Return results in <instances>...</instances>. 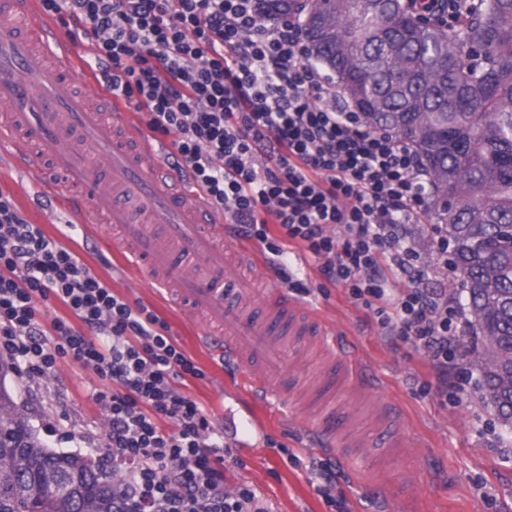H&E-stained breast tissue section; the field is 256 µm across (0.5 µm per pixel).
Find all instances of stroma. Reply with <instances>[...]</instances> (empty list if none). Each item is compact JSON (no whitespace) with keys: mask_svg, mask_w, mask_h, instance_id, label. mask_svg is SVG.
Segmentation results:
<instances>
[{"mask_svg":"<svg viewBox=\"0 0 512 512\" xmlns=\"http://www.w3.org/2000/svg\"><path fill=\"white\" fill-rule=\"evenodd\" d=\"M0 193L10 196L23 217L40 225L62 246L73 250L92 273L103 279L119 296L153 312L165 322L177 344L203 371L200 379H189L187 393L223 420L228 403L225 392L234 381L222 362L196 340L197 328L184 320L150 285L131 292L127 283L134 269L103 242L111 238L107 224L67 232L68 217L57 202L42 200L34 171L0 158ZM305 274L317 289L301 301L321 316L341 322L346 330L339 347L342 354L361 359L369 377L392 399L398 423L388 431L421 444L420 457L396 453L384 460L378 480L368 475L352 479L338 470L336 490L345 497V512H382L386 490L407 471H417L428 488L427 512H512V431L504 429L494 411L480 400L478 379L463 389L449 388L447 400L435 389L437 372L422 348L410 341L394 342L381 336L372 313L354 304L346 288L327 285L313 263H305ZM99 381L81 364L66 362L48 380L25 381L16 374L6 378L18 406L29 416L48 447L101 458L105 446V417L92 393ZM244 412L262 418L267 426L264 443L251 453L239 454L238 466L229 477L246 483L267 501L271 512H336L318 493L316 467L322 458L312 452L302 430L287 425L260 399L244 397ZM287 453H280V446ZM294 461H287V454Z\"/></svg>","mask_w":512,"mask_h":512,"instance_id":"obj_1","label":"stroma"}]
</instances>
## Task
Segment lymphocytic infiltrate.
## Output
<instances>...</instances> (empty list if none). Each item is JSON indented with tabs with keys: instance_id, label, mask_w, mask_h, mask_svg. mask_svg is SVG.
Returning <instances> with one entry per match:
<instances>
[{
	"instance_id": "lymphocytic-infiltrate-1",
	"label": "lymphocytic infiltrate",
	"mask_w": 512,
	"mask_h": 512,
	"mask_svg": "<svg viewBox=\"0 0 512 512\" xmlns=\"http://www.w3.org/2000/svg\"><path fill=\"white\" fill-rule=\"evenodd\" d=\"M41 5L94 41L107 91L168 138L165 166L264 246L282 284L312 293L281 261L309 254L383 336L418 344L447 373L465 312L448 289V235L427 221L432 182L414 150L369 125L316 66L298 16L266 21L256 0ZM52 298L72 320L45 322ZM0 358L29 381L66 361L97 375L114 512H270L252 486L229 481L239 460L223 425L182 391L203 372L168 326L115 295L3 195Z\"/></svg>"
}]
</instances>
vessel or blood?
Listing matches in <instances>:
<instances>
[{
    "label": "vessel or blood",
    "mask_w": 512,
    "mask_h": 512,
    "mask_svg": "<svg viewBox=\"0 0 512 512\" xmlns=\"http://www.w3.org/2000/svg\"><path fill=\"white\" fill-rule=\"evenodd\" d=\"M37 0H0V151L24 168H37L39 185L62 202L77 222L112 227L110 245L142 272L170 302L199 320L200 340L238 368L240 388L259 394L280 416L292 404L290 389L307 404L299 421L319 452L347 449L351 475L378 473L379 432L396 410L376 386L364 382L360 363L342 356L338 332L288 296L276 281L260 294L265 316L252 317L248 302L225 303V289L248 292L249 249L224 231V219L204 194L178 173L153 165L142 126L113 111L103 95L70 87L71 48L36 18ZM315 350L313 373L303 349ZM369 408L370 433L353 421L327 427L350 399Z\"/></svg>",
    "instance_id": "obj_1"
}]
</instances>
